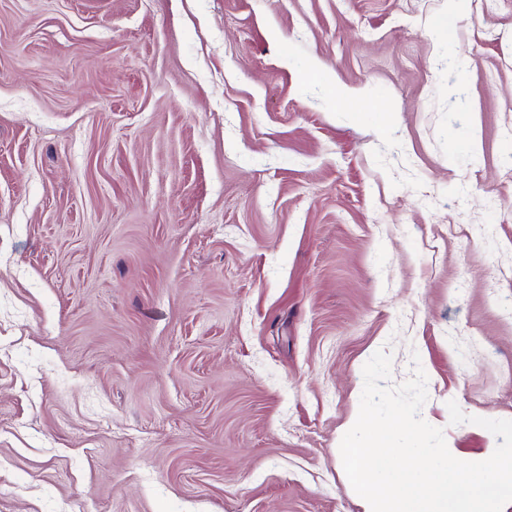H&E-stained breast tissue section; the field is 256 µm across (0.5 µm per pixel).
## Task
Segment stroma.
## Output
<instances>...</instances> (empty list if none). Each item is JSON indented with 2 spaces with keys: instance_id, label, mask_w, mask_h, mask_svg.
Here are the masks:
<instances>
[{
  "instance_id": "obj_1",
  "label": "stroma",
  "mask_w": 512,
  "mask_h": 512,
  "mask_svg": "<svg viewBox=\"0 0 512 512\" xmlns=\"http://www.w3.org/2000/svg\"><path fill=\"white\" fill-rule=\"evenodd\" d=\"M511 153L512 0H0V512H363L380 349L482 454Z\"/></svg>"
}]
</instances>
